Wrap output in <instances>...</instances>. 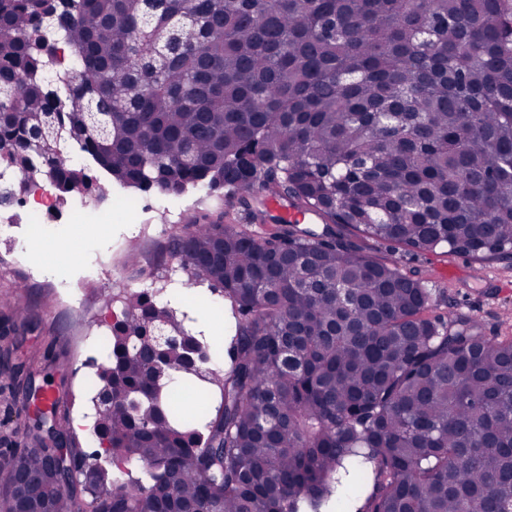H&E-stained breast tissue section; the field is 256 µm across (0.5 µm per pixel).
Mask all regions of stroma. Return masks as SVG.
Wrapping results in <instances>:
<instances>
[{
	"instance_id": "1",
	"label": "stroma",
	"mask_w": 512,
	"mask_h": 512,
	"mask_svg": "<svg viewBox=\"0 0 512 512\" xmlns=\"http://www.w3.org/2000/svg\"><path fill=\"white\" fill-rule=\"evenodd\" d=\"M183 200L182 208L171 214L162 194L142 197L137 191L113 187L97 207L86 209L80 224H34L27 210L16 206L0 213V300H11L28 311L23 320L0 318V449L32 445L33 403L24 378L29 371L37 386L52 396L51 410L67 421L76 446L87 452L98 448L89 416V399L96 393L92 360L98 337L114 321L113 295L144 286L179 288L186 280L177 261L164 267L146 260L137 264L129 258V249L139 246L147 258L181 230L189 216L219 221L234 209L233 200L218 193L191 190ZM111 206L119 211L115 221L97 223V209ZM13 237L27 241L24 259H16L10 248ZM364 247L371 256L397 262L427 282L432 290L429 316L466 315L483 325L486 336H512V291L500 289L501 284H512V258L413 254L373 240L365 241ZM88 252L99 255L102 263L118 266L121 279L105 276L100 265L84 264L82 256ZM438 268L446 269L447 277H432ZM63 279L68 282L64 288L59 285ZM176 310L194 335H212L217 327L224 336L234 334L229 307L207 285L189 288L185 303Z\"/></svg>"
}]
</instances>
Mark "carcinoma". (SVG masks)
<instances>
[{"label": "carcinoma", "instance_id": "obj_1", "mask_svg": "<svg viewBox=\"0 0 512 512\" xmlns=\"http://www.w3.org/2000/svg\"><path fill=\"white\" fill-rule=\"evenodd\" d=\"M73 151L115 187L237 199L244 223L190 217L159 251L230 304L229 370L182 407L212 348L125 289L94 431L142 476L100 468L90 497L74 447L58 485L43 413L0 512H342L370 474L359 512H512V336L429 317L344 234L512 254V0H0V203L36 175L102 198Z\"/></svg>", "mask_w": 512, "mask_h": 512}]
</instances>
